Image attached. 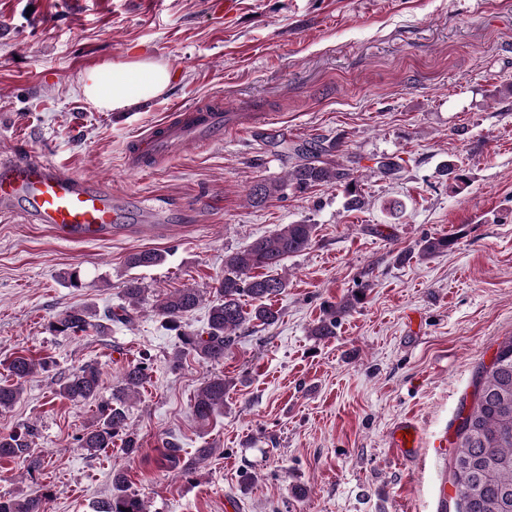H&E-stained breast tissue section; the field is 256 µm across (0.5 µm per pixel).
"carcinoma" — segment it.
Returning <instances> with one entry per match:
<instances>
[{
	"label": "carcinoma",
	"instance_id": "cac0c4a2",
	"mask_svg": "<svg viewBox=\"0 0 512 512\" xmlns=\"http://www.w3.org/2000/svg\"><path fill=\"white\" fill-rule=\"evenodd\" d=\"M333 145L315 140L297 149L301 163L289 172V181L299 190H307L324 183L344 188L346 205L357 210L363 204L358 188L355 165L327 167L320 157L330 154ZM376 168L386 177L397 175L402 165L398 159L383 156ZM283 191L277 183H261L249 193L255 207L263 206L270 198ZM314 225L284 224L274 234L254 240L244 249L224 257V276L215 280V300L209 308L206 335L186 330L184 322L201 300L194 288H183L156 300L154 310L165 323L177 332L180 349L174 362H181L193 354L205 361L219 363L224 353L234 344L236 331L247 321L256 319L273 325L279 312L271 307V300L286 288V281L277 275L288 258L307 250L313 241ZM451 241L446 236L432 237L421 246V254L432 256L448 251ZM163 261L161 253L139 251L127 257L131 268L150 267ZM145 289L132 278L123 290L125 301L139 306L145 301ZM252 301L251 311L243 308L244 298ZM349 303L330 307L326 318L314 328L317 336L336 334V317L344 313ZM91 308H69L57 315L52 323L54 332L76 335L93 328L104 335L108 325L94 322ZM46 361L20 354L8 365L12 382L0 384V411L10 410L20 400L23 386ZM150 378L149 365L140 361L129 367L113 390L112 399L100 406L94 425L77 438L78 446L94 455L119 441L125 454L136 455L141 450L137 433L130 429L126 403ZM101 381V370L95 362H88L73 370L59 384L57 395L72 402L87 401L96 396ZM228 382L222 375L204 378L197 394L193 411L196 418L207 422L214 413L224 408V393ZM474 401L467 413L459 414L456 430L457 453L453 460L452 485L457 497V512H512V337L501 343L490 365L478 372L474 382ZM34 431L27 428L8 437H0V459L20 460L29 470L43 467L42 455L35 452ZM161 463L169 469L180 467V446L173 439L161 441ZM50 494L0 496V512H48ZM95 512H147L144 500L130 490L125 471L112 469V496L98 502Z\"/></svg>",
	"mask_w": 512,
	"mask_h": 512
}]
</instances>
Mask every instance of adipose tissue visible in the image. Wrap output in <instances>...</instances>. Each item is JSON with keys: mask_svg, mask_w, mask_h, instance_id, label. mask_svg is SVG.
Returning <instances> with one entry per match:
<instances>
[{"mask_svg": "<svg viewBox=\"0 0 512 512\" xmlns=\"http://www.w3.org/2000/svg\"><path fill=\"white\" fill-rule=\"evenodd\" d=\"M170 81L171 74L164 63L143 57L127 63L107 61L88 69L80 78V86L96 108L112 111L138 102L146 92H164Z\"/></svg>", "mask_w": 512, "mask_h": 512, "instance_id": "ef3b65f1", "label": "adipose tissue"}]
</instances>
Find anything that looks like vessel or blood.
Masks as SVG:
<instances>
[{
  "instance_id": "b4317fda",
  "label": "vessel or blood",
  "mask_w": 512,
  "mask_h": 512,
  "mask_svg": "<svg viewBox=\"0 0 512 512\" xmlns=\"http://www.w3.org/2000/svg\"><path fill=\"white\" fill-rule=\"evenodd\" d=\"M254 122V117L239 112L225 113L218 99L177 105L172 117L133 140L126 164L137 171L146 159L164 160L189 145L208 146L222 140L226 130ZM20 198L37 223L51 225L73 240L104 234L117 220L111 188L90 184L48 159L0 162V211ZM390 439L401 455L412 454L419 446L418 429L410 421L395 425Z\"/></svg>"
}]
</instances>
